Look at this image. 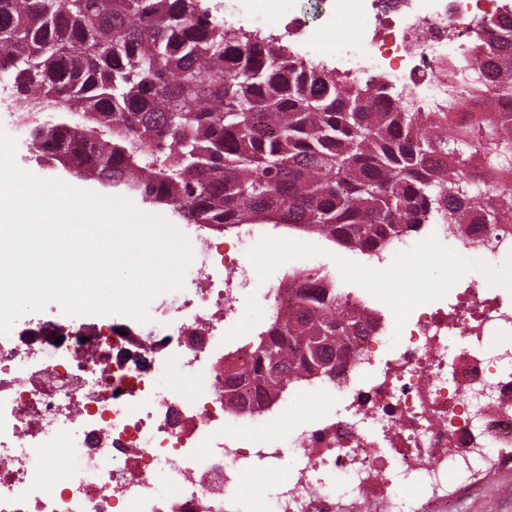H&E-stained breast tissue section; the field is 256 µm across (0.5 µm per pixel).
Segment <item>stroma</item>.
<instances>
[{
    "label": "stroma",
    "mask_w": 512,
    "mask_h": 512,
    "mask_svg": "<svg viewBox=\"0 0 512 512\" xmlns=\"http://www.w3.org/2000/svg\"><path fill=\"white\" fill-rule=\"evenodd\" d=\"M248 241L251 251L245 261L256 287H265L271 278L283 277L289 270L302 266L309 256L354 296L367 300L387 321L394 323L406 322L424 307L453 296L458 286L452 267L442 256L435 258L427 274L424 296L399 299L395 291L404 285L399 274L407 269L408 260L381 266L321 236L293 235L269 225L251 231ZM460 512H512V473L499 476L477 498L465 502Z\"/></svg>",
    "instance_id": "35a3bbf8"
}]
</instances>
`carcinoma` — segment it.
<instances>
[{"label": "carcinoma", "mask_w": 512, "mask_h": 512, "mask_svg": "<svg viewBox=\"0 0 512 512\" xmlns=\"http://www.w3.org/2000/svg\"><path fill=\"white\" fill-rule=\"evenodd\" d=\"M485 86L412 112L224 25L204 0H0V82L30 152L183 224H271L365 254L425 224H502L512 188L485 196L469 169L512 168V43L493 42ZM491 90L484 113L453 114ZM224 378L228 400L260 407L292 383L342 379L373 323L336 277L288 273L287 298Z\"/></svg>", "instance_id": "cac0c4a2"}]
</instances>
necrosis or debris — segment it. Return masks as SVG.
Here are the masks:
<instances>
[{
    "label": "necrosis or debris",
    "mask_w": 512,
    "mask_h": 512,
    "mask_svg": "<svg viewBox=\"0 0 512 512\" xmlns=\"http://www.w3.org/2000/svg\"><path fill=\"white\" fill-rule=\"evenodd\" d=\"M335 22L310 28L293 14L278 27L291 51L338 75L382 83L390 99L441 103L448 72L470 81L484 57L486 18L512 19V0H336ZM193 261L182 290L157 295L149 315L55 323L0 335V512H405L409 502L455 506L512 470V304L469 281L453 304L383 322L356 338L344 384L312 382L293 403L307 425L279 434L281 407H228L224 344L250 331L237 304L253 280L246 240L213 241L204 225L178 227ZM476 268L512 251V232L430 224L418 241L394 239L378 259L433 252ZM169 380L155 385L157 374ZM61 455H54V448ZM53 466L57 486L36 477ZM286 470L274 484L261 474Z\"/></svg>",
    "instance_id": "4bbe7bcc"
}]
</instances>
